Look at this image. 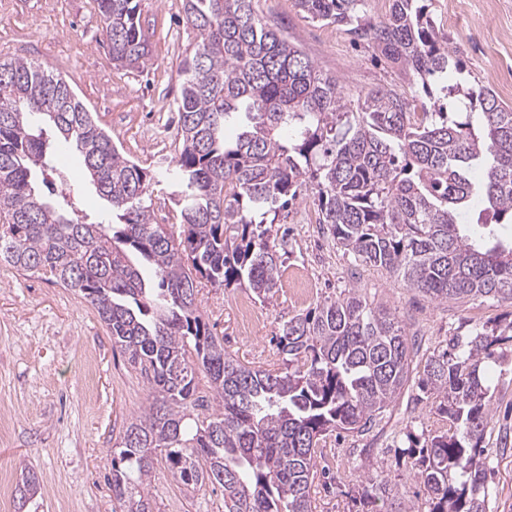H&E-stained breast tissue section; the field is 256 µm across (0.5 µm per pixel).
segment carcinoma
Returning <instances> with one entry per match:
<instances>
[{
  "mask_svg": "<svg viewBox=\"0 0 512 512\" xmlns=\"http://www.w3.org/2000/svg\"><path fill=\"white\" fill-rule=\"evenodd\" d=\"M366 2L295 0L307 18L346 28L409 74L430 99L421 111L395 90L345 99L254 0H184L198 40L179 67L178 146L154 173L121 153L60 75L0 59V262L89 302L155 392L112 449L114 512H153L146 487L159 459L184 486L220 487L224 512H315L317 460L332 432H364L413 378L417 349L398 312L355 288L284 322L277 359L263 366L239 361L213 334L199 285L274 296L283 268L275 224L302 188L355 260L434 302L512 304V245L460 230L476 197L488 234L512 224V107L459 81L440 91L463 96L469 112L448 117L430 87L451 65L447 36L419 0H392L378 23ZM97 4L113 64L143 66L139 0ZM37 115L75 144L111 223L87 222L41 193L35 171L50 168L54 148ZM155 184L170 189V224L152 217ZM509 340L512 321L452 336L425 360L417 387L446 423L421 433L416 452L425 512H488L479 368L498 362ZM203 379L216 409L200 394ZM39 490L35 472L23 471L19 508ZM389 495L375 475L361 482L366 503Z\"/></svg>",
  "mask_w": 512,
  "mask_h": 512,
  "instance_id": "1",
  "label": "carcinoma"
}]
</instances>
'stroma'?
<instances>
[{"instance_id":"stroma-1","label":"stroma","mask_w":512,"mask_h":512,"mask_svg":"<svg viewBox=\"0 0 512 512\" xmlns=\"http://www.w3.org/2000/svg\"><path fill=\"white\" fill-rule=\"evenodd\" d=\"M260 16L298 45L319 69L336 77L350 100L373 89L409 88L411 80L367 42L342 28L306 18L295 0H256ZM428 9L472 77L497 88L512 67V0H428ZM141 23L151 55L143 67H116L104 42L96 0H0V58L48 66L73 88L122 152L151 171L165 168L177 133L174 102L179 65L197 40L187 27L183 0H140ZM45 176L76 209L97 220L105 211L85 180L73 146L57 147ZM311 197L279 217L285 234L284 273L278 292L254 300L260 322L241 334L233 304L238 288L202 289L201 309L225 349L241 362L275 356L279 325L327 297L355 287L369 299L396 308L421 349L444 346L473 327L512 322V305L480 301L437 303L385 271L355 262L323 234ZM311 286L291 288L295 273ZM499 364L482 365L491 421L484 439L488 457L489 512H512V345ZM150 401V386L130 365L95 309L61 285L0 264V477L11 486L0 512H17L14 491L22 468L40 481L37 512H113L107 483L112 450L125 420ZM440 423L419 391L408 388L363 436L330 440L320 466L327 483L316 488V512H391L390 505H361L365 475L393 487L398 502L422 512L426 491L399 465L390 447L406 432L421 434ZM154 512H224V496L211 488L177 483L157 463L147 487Z\"/></svg>"}]
</instances>
